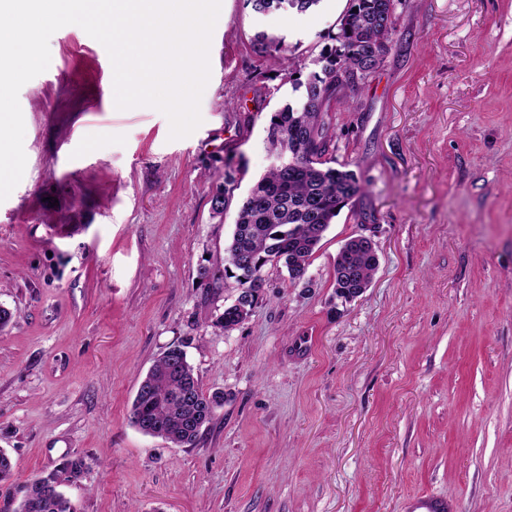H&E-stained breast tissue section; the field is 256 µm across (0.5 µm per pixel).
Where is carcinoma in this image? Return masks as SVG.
Masks as SVG:
<instances>
[{"label":"carcinoma","instance_id":"obj_1","mask_svg":"<svg viewBox=\"0 0 512 512\" xmlns=\"http://www.w3.org/2000/svg\"><path fill=\"white\" fill-rule=\"evenodd\" d=\"M320 0H247L252 10L264 14L272 9L309 11ZM382 0H348L335 45L320 56V70L306 79L293 80L303 93L284 104L270 117L267 143L278 158L238 203L230 244L225 248L224 272L234 274L243 286L236 302L225 307L219 318L224 330L241 325L265 288L264 267L282 262L291 281L307 278L310 259L340 211L360 196L365 187L356 174L331 166L328 154L329 113L336 93L356 84L342 82L339 75L372 72L389 51L395 35L394 22L382 23ZM253 48L261 54L275 53L281 63H291L290 50L274 36L258 34ZM227 172L224 185L211 198L213 214L221 215L233 198ZM378 255L356 235L341 246L334 265L336 296L352 301L371 285ZM224 406V393L205 394L187 360L185 351L169 348L140 382L132 403L130 421L147 435L159 437L174 448L198 443L203 428L217 409ZM86 466L81 457L65 460L45 475L34 476L24 487L14 512H73L67 498L53 488L77 480ZM14 463L0 454V494L13 499Z\"/></svg>","mask_w":512,"mask_h":512}]
</instances>
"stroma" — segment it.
Listing matches in <instances>:
<instances>
[{"label":"stroma","instance_id":"stroma-1","mask_svg":"<svg viewBox=\"0 0 512 512\" xmlns=\"http://www.w3.org/2000/svg\"><path fill=\"white\" fill-rule=\"evenodd\" d=\"M348 0L297 14L222 0L201 125L170 140L158 110L116 109L105 47L81 27L49 40L19 92L24 176L0 202V449L24 485L87 458L74 512H401L443 493L460 512H512V0H397L395 42L340 92L329 155L365 184L311 259L280 263L249 318L212 288L235 208L270 164L266 127L296 99L282 38L316 68ZM366 214L358 223V214ZM375 242L367 291L337 298L346 239ZM183 346L224 406L196 447L130 422L137 387Z\"/></svg>","mask_w":512,"mask_h":512}]
</instances>
